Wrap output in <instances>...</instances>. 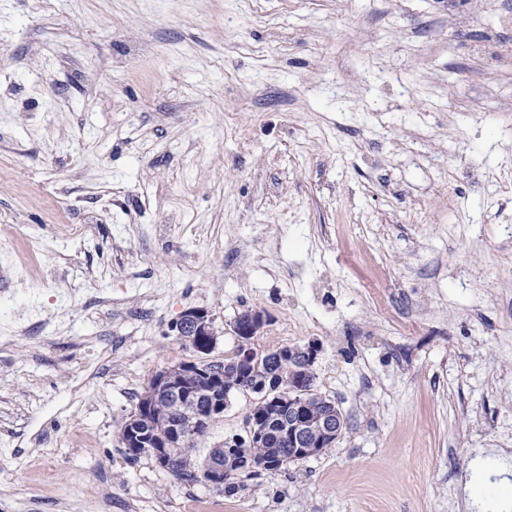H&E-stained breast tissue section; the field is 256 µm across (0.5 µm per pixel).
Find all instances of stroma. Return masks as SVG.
<instances>
[{"mask_svg":"<svg viewBox=\"0 0 512 512\" xmlns=\"http://www.w3.org/2000/svg\"><path fill=\"white\" fill-rule=\"evenodd\" d=\"M0 270V512H512V0H0ZM189 307L320 342L336 443L129 463Z\"/></svg>","mask_w":512,"mask_h":512,"instance_id":"obj_1","label":"stroma"}]
</instances>
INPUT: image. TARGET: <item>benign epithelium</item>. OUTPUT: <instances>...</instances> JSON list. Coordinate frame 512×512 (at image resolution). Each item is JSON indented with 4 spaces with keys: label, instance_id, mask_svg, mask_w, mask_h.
<instances>
[{
    "label": "benign epithelium",
    "instance_id": "benign-epithelium-1",
    "mask_svg": "<svg viewBox=\"0 0 512 512\" xmlns=\"http://www.w3.org/2000/svg\"><path fill=\"white\" fill-rule=\"evenodd\" d=\"M265 325V317L259 311H247L237 317L232 332L241 342V359L251 360L255 355L253 337L257 336ZM169 333L185 344L195 357L183 361L182 369L174 371L165 368L156 372L149 380L154 392L173 400L174 406L183 415V420L167 426L168 435L155 437L148 428L151 405L144 403L135 412L129 414L123 423L121 440L128 456L138 457L150 453L158 467L168 465L167 448L182 435L186 429L207 431L209 426L224 416V399H214L204 410L198 408L201 391L191 386L201 380L211 394L224 393V375L207 370L202 366L216 349L219 331L210 312L204 308L189 307L169 326ZM318 347L308 344L301 349L281 348L267 353V357L281 364L297 362L308 367L314 365ZM310 399L280 397L278 404L288 406V441L300 458L320 455L331 447L340 437L341 419L309 411ZM207 483L214 487L224 485L232 479V474L224 470V457H216L206 472Z\"/></svg>",
    "mask_w": 512,
    "mask_h": 512
}]
</instances>
